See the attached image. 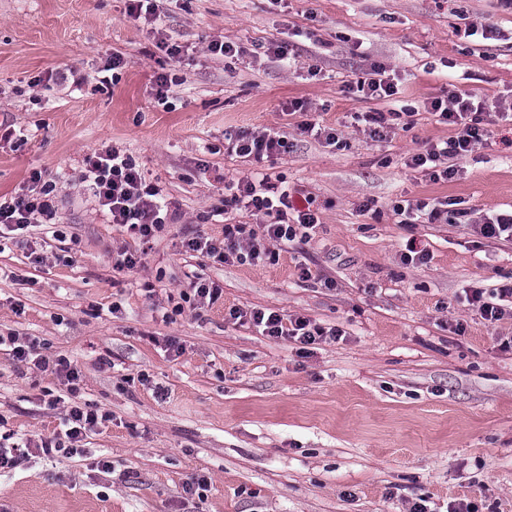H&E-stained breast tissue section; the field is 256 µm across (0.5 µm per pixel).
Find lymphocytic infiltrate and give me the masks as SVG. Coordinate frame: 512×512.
<instances>
[{
    "mask_svg": "<svg viewBox=\"0 0 512 512\" xmlns=\"http://www.w3.org/2000/svg\"><path fill=\"white\" fill-rule=\"evenodd\" d=\"M430 109L439 114L444 123L453 126L454 133L440 142L423 143L411 153L406 164L424 173L430 181L445 182L457 173L455 159L482 145L486 125L512 117V100L498 101L489 108L473 92L452 89L446 95L434 98ZM224 139L227 153L244 158L257 168L288 150V135L284 132L239 130L226 133ZM84 179L89 182L99 206L110 216L112 223L123 227L126 234L139 243V250L118 253L114 263L119 270L134 268L141 260L142 251L150 249L155 233L176 218L164 200L162 187L146 181L133 158L113 146L86 157ZM31 182L27 193L0 200V229L15 232L28 228L33 215L52 216V185L44 182L37 172L33 173ZM224 207L228 210L245 209L258 216L264 232L259 235L246 225L228 224L224 227L223 246L200 239L192 240L193 250L206 251L223 262L256 264L275 261V245L307 241L310 229L319 222L315 209L294 207L288 192L279 189L268 174L259 170L225 184ZM393 210L408 220L423 216L431 224H444L451 218L461 224H473L471 210H449L447 202L442 200H402L394 205ZM465 298L468 305L488 323L512 321V282L490 289L476 287L466 290ZM229 316L234 320L249 319L263 335L290 339L305 347L322 341H335L342 335L338 328H325L305 317L285 316L275 311L257 309L246 314L233 308ZM2 344L10 345L18 362L30 363L52 373L68 391H76L81 381L80 373L66 356L46 358L39 352L36 342H22L13 336H0ZM109 419V413L87 406H70L62 418L61 429L52 436L24 444L1 442L0 471L13 468L20 458L33 450L47 457L71 455L90 433Z\"/></svg>",
    "mask_w": 512,
    "mask_h": 512,
    "instance_id": "f902f5d3",
    "label": "lymphocytic infiltrate"
}]
</instances>
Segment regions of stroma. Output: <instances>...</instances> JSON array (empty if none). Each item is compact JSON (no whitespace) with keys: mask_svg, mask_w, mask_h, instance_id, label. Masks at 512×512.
I'll return each mask as SVG.
<instances>
[{"mask_svg":"<svg viewBox=\"0 0 512 512\" xmlns=\"http://www.w3.org/2000/svg\"><path fill=\"white\" fill-rule=\"evenodd\" d=\"M132 4L0 0V197L24 193L38 172L55 206L0 241V336L36 340L82 375L73 394L0 348V431L52 435L73 404L111 416L76 455L32 454L0 471V512H512V350L501 346L512 322L488 324L464 294L512 276V240L404 224L392 211L403 199L483 217L512 208L511 123L489 125L487 145L458 160L451 181L405 164L422 142L453 134L430 110L446 90L490 103L512 93V5L160 0L149 24ZM471 22L495 38L463 37ZM215 39L241 56L210 54ZM116 54L124 64L106 78ZM374 62L390 66L396 95L347 89ZM173 66L179 80L158 104L155 77ZM71 68L80 84L56 81ZM294 100L344 147L299 134ZM368 110L413 122L374 142L355 120ZM240 129L287 131L271 181L320 215L308 242L278 246L272 263L184 246L198 235L219 245L225 225L257 222L224 208L225 181L249 172L224 151L225 133ZM108 145L163 186L177 214L130 270L112 263L136 242L83 180L85 157ZM367 199L376 211H360ZM411 246L428 262H404ZM196 276L222 300L181 303ZM232 307L300 315L342 336L303 351L230 319ZM202 478V495L185 494Z\"/></svg>","mask_w":512,"mask_h":512,"instance_id":"1","label":"stroma"}]
</instances>
